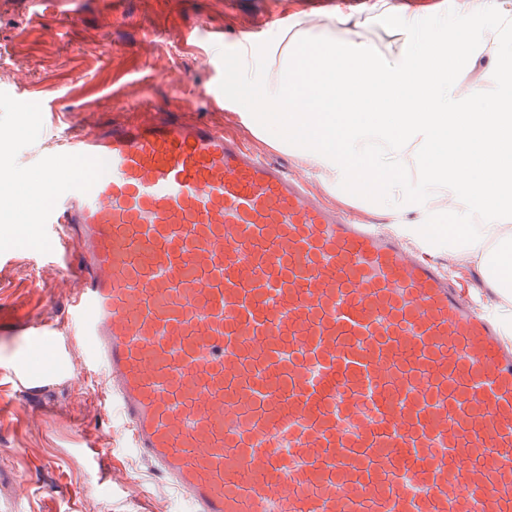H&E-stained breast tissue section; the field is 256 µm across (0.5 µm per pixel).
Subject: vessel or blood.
<instances>
[{
  "instance_id": "1",
  "label": "vessel or blood",
  "mask_w": 512,
  "mask_h": 512,
  "mask_svg": "<svg viewBox=\"0 0 512 512\" xmlns=\"http://www.w3.org/2000/svg\"><path fill=\"white\" fill-rule=\"evenodd\" d=\"M69 125L34 218L74 336L189 512H512V349L423 251L238 137ZM41 321L0 307V335ZM14 372L23 393L64 380Z\"/></svg>"
}]
</instances>
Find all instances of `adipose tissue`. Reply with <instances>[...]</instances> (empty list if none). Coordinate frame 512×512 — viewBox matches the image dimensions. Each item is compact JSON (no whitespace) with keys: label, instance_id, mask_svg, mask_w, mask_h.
Segmentation results:
<instances>
[{"label":"adipose tissue","instance_id":"ef3b65f1","mask_svg":"<svg viewBox=\"0 0 512 512\" xmlns=\"http://www.w3.org/2000/svg\"><path fill=\"white\" fill-rule=\"evenodd\" d=\"M395 10L392 0L337 10L338 37L320 17L294 16L268 67H236L224 94L270 139L292 123L304 172L372 192L376 211L418 213L429 230L428 213L449 218L463 241L449 265L487 267L488 288L510 298L512 0H456L431 27L424 13L404 15L380 49L369 30ZM479 57L485 66L467 77Z\"/></svg>","mask_w":512,"mask_h":512}]
</instances>
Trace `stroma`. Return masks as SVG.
<instances>
[{
    "label": "stroma",
    "instance_id": "35a3bbf8",
    "mask_svg": "<svg viewBox=\"0 0 512 512\" xmlns=\"http://www.w3.org/2000/svg\"><path fill=\"white\" fill-rule=\"evenodd\" d=\"M298 0H74L33 11L30 0H0V188L16 189L0 206V306L35 311L43 336L0 335V512H188L168 481L131 451V433L119 416L104 415L103 374H86L81 354L67 367L72 382L46 388L37 398L20 393L10 368L32 344L66 335L74 277L50 262L41 224L12 223L11 214L43 209L28 195L42 173L38 150L52 147L74 112L87 122L109 121L128 105L131 121L146 119L141 103L184 101L189 118H205L244 139L268 159L299 172L297 156L262 137L224 100V69L236 61L246 36L254 64L274 45ZM196 31L195 46L177 34ZM35 92L19 110L10 89ZM209 90L201 104L197 96ZM100 450L99 477H91L75 449Z\"/></svg>",
    "mask_w": 512,
    "mask_h": 512
}]
</instances>
